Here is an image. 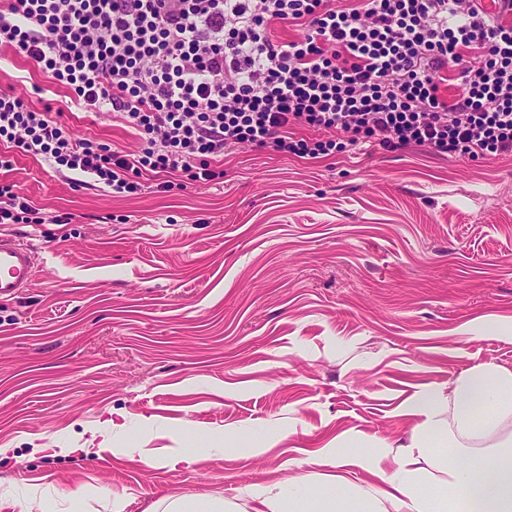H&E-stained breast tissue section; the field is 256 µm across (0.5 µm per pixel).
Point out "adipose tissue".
I'll return each instance as SVG.
<instances>
[{
    "instance_id": "obj_1",
    "label": "adipose tissue",
    "mask_w": 512,
    "mask_h": 512,
    "mask_svg": "<svg viewBox=\"0 0 512 512\" xmlns=\"http://www.w3.org/2000/svg\"><path fill=\"white\" fill-rule=\"evenodd\" d=\"M406 412L417 419L409 444L362 451L357 439L338 437L304 460L337 467L333 482L320 484L309 475L251 485L249 512H512V371L476 365L456 377L448 392H417ZM467 443L492 452L460 464L454 453ZM427 462L443 479H425ZM348 467L372 472L382 488L351 491Z\"/></svg>"
}]
</instances>
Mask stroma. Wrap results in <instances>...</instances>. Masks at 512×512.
I'll use <instances>...</instances> for the list:
<instances>
[{"label": "stroma", "instance_id": "1", "mask_svg": "<svg viewBox=\"0 0 512 512\" xmlns=\"http://www.w3.org/2000/svg\"><path fill=\"white\" fill-rule=\"evenodd\" d=\"M10 86L74 138L139 148L109 109L3 49ZM12 155L7 180L71 221L0 224L38 257L0 301V492L37 484L83 512H151L164 495L242 505L251 484L304 477L299 460L336 437L408 444L423 387L512 370L510 154L363 144L312 161L245 145L223 179L135 194ZM254 430L259 455L236 440ZM178 448L196 461L167 466Z\"/></svg>", "mask_w": 512, "mask_h": 512}]
</instances>
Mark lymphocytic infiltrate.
Returning a JSON list of instances; mask_svg holds the SVG:
<instances>
[{
  "instance_id": "obj_1",
  "label": "lymphocytic infiltrate",
  "mask_w": 512,
  "mask_h": 512,
  "mask_svg": "<svg viewBox=\"0 0 512 512\" xmlns=\"http://www.w3.org/2000/svg\"><path fill=\"white\" fill-rule=\"evenodd\" d=\"M278 26L303 36L277 39ZM0 46L112 110L141 149L74 139L13 92L0 143L118 194L161 173L160 192L175 173L222 178L213 158L239 145L307 160L364 143L512 154V0L494 13L482 0H0ZM452 62L462 88L448 96ZM43 221L0 182V224Z\"/></svg>"
}]
</instances>
